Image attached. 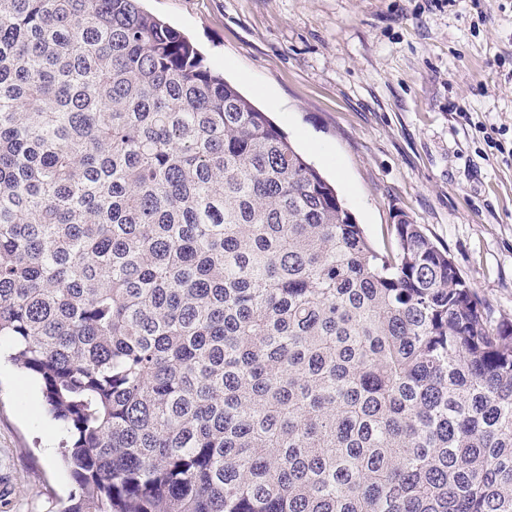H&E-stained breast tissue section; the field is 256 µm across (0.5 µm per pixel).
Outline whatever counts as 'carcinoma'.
I'll use <instances>...</instances> for the list:
<instances>
[{"label": "carcinoma", "instance_id": "carcinoma-1", "mask_svg": "<svg viewBox=\"0 0 512 512\" xmlns=\"http://www.w3.org/2000/svg\"><path fill=\"white\" fill-rule=\"evenodd\" d=\"M392 233L141 0H0V344L65 512H512V322Z\"/></svg>", "mask_w": 512, "mask_h": 512}]
</instances>
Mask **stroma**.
I'll return each mask as SVG.
<instances>
[{
    "instance_id": "1",
    "label": "stroma",
    "mask_w": 512,
    "mask_h": 512,
    "mask_svg": "<svg viewBox=\"0 0 512 512\" xmlns=\"http://www.w3.org/2000/svg\"><path fill=\"white\" fill-rule=\"evenodd\" d=\"M332 184L376 249L399 215L512 321V0H142ZM0 362V512H62L64 429Z\"/></svg>"
}]
</instances>
